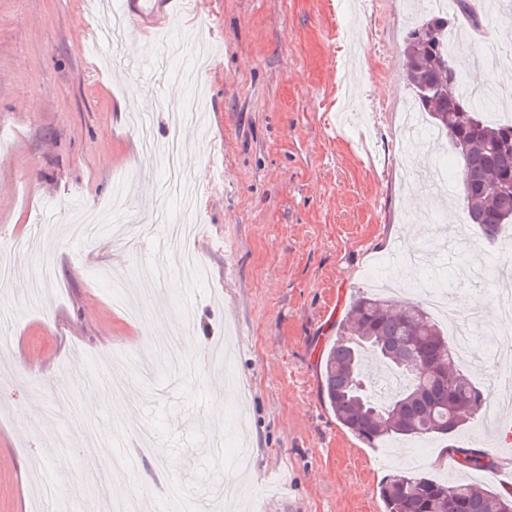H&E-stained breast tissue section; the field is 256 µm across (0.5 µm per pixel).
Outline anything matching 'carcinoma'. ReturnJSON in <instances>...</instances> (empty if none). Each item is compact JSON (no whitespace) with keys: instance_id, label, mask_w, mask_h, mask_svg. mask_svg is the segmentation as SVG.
<instances>
[{"instance_id":"obj_1","label":"carcinoma","mask_w":512,"mask_h":512,"mask_svg":"<svg viewBox=\"0 0 512 512\" xmlns=\"http://www.w3.org/2000/svg\"><path fill=\"white\" fill-rule=\"evenodd\" d=\"M458 15L477 30L481 17L470 0H456ZM456 25L432 14L407 36L404 54L409 85L420 111L444 130L461 161L463 205L468 221L494 240L512 224V193L497 185L512 177V149L500 147L512 122L492 123L489 96L466 91L462 68L448 56V44L423 33ZM455 78L451 96L439 89ZM322 395L340 423L369 445L398 438H423L459 431L482 406L485 390L460 369L453 345L437 321L418 304L404 306L367 293L352 303L336 339L322 358ZM463 469L489 470L496 459L483 449L454 447ZM386 512H501L512 490L493 491L471 482H438L407 468L380 488Z\"/></svg>"}]
</instances>
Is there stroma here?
I'll return each instance as SVG.
<instances>
[{"label":"stroma","mask_w":512,"mask_h":512,"mask_svg":"<svg viewBox=\"0 0 512 512\" xmlns=\"http://www.w3.org/2000/svg\"><path fill=\"white\" fill-rule=\"evenodd\" d=\"M417 0H156L140 25L137 0H0V512H29L43 483L49 512H112L90 464L113 469L122 497L145 512H211L221 482L205 452V414L220 381L167 370L164 352L191 337L223 340L232 383L222 401L233 468L239 438L249 447L228 512H384L379 487L400 459L358 440L325 403L322 354L353 299L389 279L385 258L433 242L448 247L419 279L463 267L450 280L441 325L470 296L494 305L485 270L494 245L459 206L460 161L428 143L404 156L400 107L410 96L404 40L422 19ZM487 18L462 28L451 58L470 86L500 95L512 62L500 39L512 9L473 0ZM494 72L497 82L484 79ZM203 96V124L186 125L181 164L201 196L198 252L205 275L168 259L155 232L139 248L121 236H79L73 210L105 207L125 179L130 216L163 208L183 217V198L161 195V157L149 158L128 126L143 98ZM53 279L32 299L29 271L42 251ZM124 285L113 290L112 278ZM124 356L123 404L81 378L107 376ZM32 411L18 428V408ZM153 447L136 482L119 463ZM65 437L69 466L55 465ZM421 472L451 482L482 480L439 458L462 445L512 460L502 431L480 422L422 438Z\"/></svg>","instance_id":"obj_1"}]
</instances>
